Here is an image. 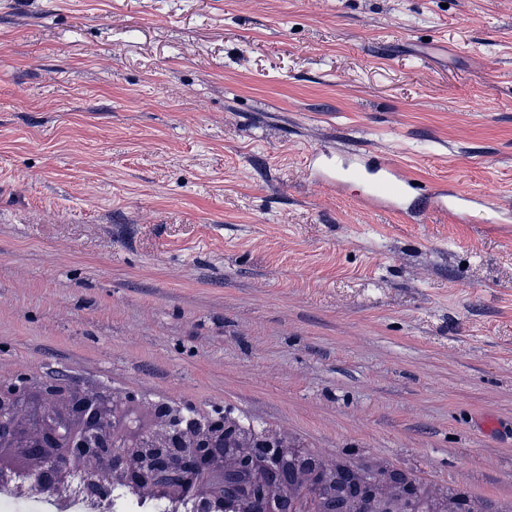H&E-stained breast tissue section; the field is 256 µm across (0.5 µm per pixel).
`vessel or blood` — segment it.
<instances>
[{"label":"vessel or blood","instance_id":"vessel-or-blood-1","mask_svg":"<svg viewBox=\"0 0 512 512\" xmlns=\"http://www.w3.org/2000/svg\"><path fill=\"white\" fill-rule=\"evenodd\" d=\"M348 176L351 180L368 183V192L359 199L365 207H401L413 189V182L406 171L389 159L380 162L358 159L349 166ZM465 201V195L442 190L436 193L434 206L459 217L463 214Z\"/></svg>","mask_w":512,"mask_h":512}]
</instances>
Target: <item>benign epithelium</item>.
Segmentation results:
<instances>
[{
  "label": "benign epithelium",
  "instance_id": "7a95c632",
  "mask_svg": "<svg viewBox=\"0 0 512 512\" xmlns=\"http://www.w3.org/2000/svg\"><path fill=\"white\" fill-rule=\"evenodd\" d=\"M135 407L152 417L151 445L137 460L131 451L141 440L128 431ZM196 426L194 414H175L167 402L132 392L110 399L93 385L64 378L35 383L18 373L0 381V484H18L19 473L3 468L6 456L17 453L29 464L22 490L46 496L78 476L90 498L129 487L193 497L203 506L217 484L243 512H297L308 498L314 512H411L417 503L420 512H491L463 489L446 492L383 460L365 471L338 456L285 448V427L245 443L236 433L197 436Z\"/></svg>",
  "mask_w": 512,
  "mask_h": 512
}]
</instances>
